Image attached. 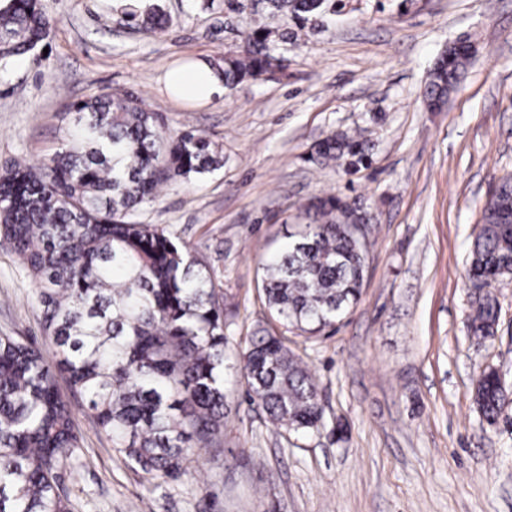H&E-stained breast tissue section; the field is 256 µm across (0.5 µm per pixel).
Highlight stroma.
<instances>
[{"instance_id": "obj_1", "label": "stroma", "mask_w": 512, "mask_h": 512, "mask_svg": "<svg viewBox=\"0 0 512 512\" xmlns=\"http://www.w3.org/2000/svg\"><path fill=\"white\" fill-rule=\"evenodd\" d=\"M129 0H41L55 24L41 50L0 76V169L59 145L76 100L133 91L167 134L194 128L220 170L164 186L139 212L185 242L238 306L227 355L256 328L282 334L257 290L262 261L316 196L370 217L361 296L334 331L288 346L310 366L319 433L287 434L244 384L218 446L161 482L135 470L81 407L64 373L80 446L60 472L71 512H512V396L495 423L475 401L484 368L512 386V279L493 282L494 337L471 335L470 244L490 189L512 175V0H336L322 28L289 45L288 75L210 100L176 98L166 77L192 59L223 63L239 38L224 0H160L162 32L126 25ZM475 54L443 111L425 107L428 72L459 40ZM371 147L354 173L309 161L331 132ZM55 348L36 288L0 244V335Z\"/></svg>"}]
</instances>
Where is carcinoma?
<instances>
[{"instance_id": "carcinoma-1", "label": "carcinoma", "mask_w": 512, "mask_h": 512, "mask_svg": "<svg viewBox=\"0 0 512 512\" xmlns=\"http://www.w3.org/2000/svg\"><path fill=\"white\" fill-rule=\"evenodd\" d=\"M335 12V0H266L214 71L228 88L281 72L288 65L277 48L293 29L321 28ZM125 21L153 31L170 24L159 4L135 6ZM53 25L40 0H0V73L38 48ZM470 59L455 47L440 54L424 92L429 110L446 103ZM67 112L73 125L54 153L0 172V241L38 289L56 354L52 367L33 344L0 336V512H68L56 479L80 439L57 370L112 448L164 482L187 474L191 451L217 441L233 380L245 382L250 403L277 428L320 430L317 386L286 337L258 328L228 361L236 305L220 306L215 279L186 245L134 220L167 183L223 167V153L195 130L165 135L157 114L131 91L76 101ZM368 160V148L345 132L327 135L309 156L348 172ZM360 211L333 195L310 200V223L263 263L261 291L285 331L319 335L358 302L370 246L357 228ZM511 275L512 179L505 178L484 205L467 276ZM472 307L473 335L493 337L497 300L478 294ZM475 400L495 421L504 400L496 375L479 379Z\"/></svg>"}]
</instances>
